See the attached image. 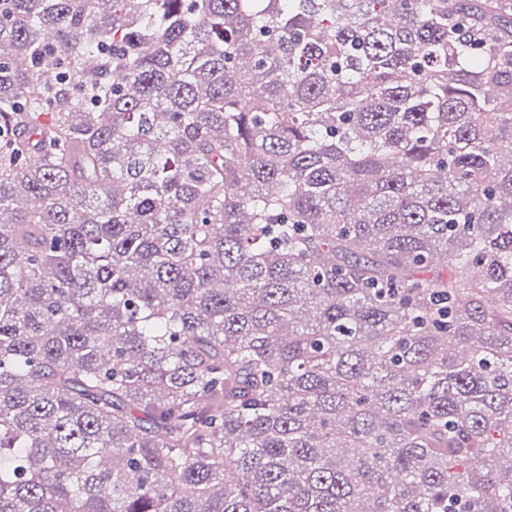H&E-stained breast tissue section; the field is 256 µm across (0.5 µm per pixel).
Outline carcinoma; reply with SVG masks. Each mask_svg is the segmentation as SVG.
<instances>
[{
	"label": "carcinoma",
	"mask_w": 512,
	"mask_h": 512,
	"mask_svg": "<svg viewBox=\"0 0 512 512\" xmlns=\"http://www.w3.org/2000/svg\"><path fill=\"white\" fill-rule=\"evenodd\" d=\"M0 512H512V0H0Z\"/></svg>",
	"instance_id": "1"
}]
</instances>
